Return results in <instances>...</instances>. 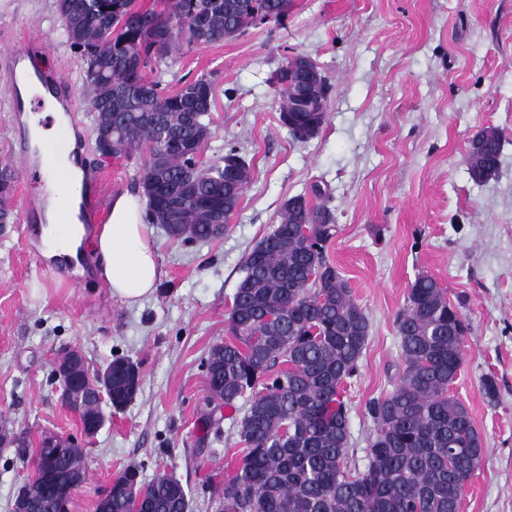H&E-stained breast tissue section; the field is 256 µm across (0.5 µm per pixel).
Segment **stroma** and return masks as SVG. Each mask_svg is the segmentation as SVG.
Segmentation results:
<instances>
[{
	"label": "stroma",
	"instance_id": "35a3bbf8",
	"mask_svg": "<svg viewBox=\"0 0 512 512\" xmlns=\"http://www.w3.org/2000/svg\"><path fill=\"white\" fill-rule=\"evenodd\" d=\"M60 28L56 0H0V53L27 47L46 81L66 79L83 159L104 173V202L140 192L139 155L103 159L95 151L83 61ZM295 55L315 60L330 85L328 118L306 142L281 125L271 83ZM200 77L214 87L204 155L237 148L251 179L221 238L182 242L149 225L160 269L153 296L134 307L112 298L85 245L82 264L36 262L43 243L25 240L21 212L0 229V432L27 440L21 448L0 444V512H11L49 434L84 451L88 478L70 512H96L113 475L130 464L145 482L172 473L189 493V512H216L213 486L235 466L243 412L224 410L219 430L205 428V362L228 337L224 313L246 255L278 223L283 202L314 183L328 189L336 210L328 255L371 323L359 372L343 387L351 473L368 465L373 424L365 407L397 380L395 319L424 273L469 325L450 392L467 407L486 453L461 512H512V0H292L282 22L183 46L162 79L173 91ZM12 97L0 67V163L16 169V192L37 193L42 174L18 170ZM485 128L503 133L501 163L478 183L467 156ZM45 266L58 276L42 274ZM66 349L78 350L93 372L116 358L140 371L135 397L116 412L102 404L106 421L91 437L61 403L54 364ZM487 375L497 384L493 399L481 388Z\"/></svg>",
	"mask_w": 512,
	"mask_h": 512
}]
</instances>
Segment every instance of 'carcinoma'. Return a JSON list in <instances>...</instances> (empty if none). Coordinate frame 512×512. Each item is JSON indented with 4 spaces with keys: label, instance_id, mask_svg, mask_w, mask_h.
<instances>
[{
    "label": "carcinoma",
    "instance_id": "1",
    "mask_svg": "<svg viewBox=\"0 0 512 512\" xmlns=\"http://www.w3.org/2000/svg\"><path fill=\"white\" fill-rule=\"evenodd\" d=\"M289 6L290 0H164L163 9L143 11L135 0H57L62 36L82 55L94 127L112 130L113 154H142L145 221L169 237H220L250 167L235 148L226 152L239 159L235 174L221 166L226 155L201 160L212 83L201 77L169 91L161 66L183 39L199 45L233 38L258 15L280 21ZM309 61L286 58L275 71L283 107L300 95ZM313 94L321 111L296 113L290 132L298 141L315 137L328 117L322 87ZM501 151L499 130L477 132L468 150L471 178L491 179ZM13 191L14 174L4 165L0 222L10 216ZM311 195L286 199L279 223L247 254L227 310L232 340L213 346L206 360L208 404L234 408L250 399L238 429L242 457L213 491L218 512H460L485 455L468 410L448 394L464 362L466 319L434 277L421 274L411 283L396 318L403 369L391 392L366 404L373 423L368 466L351 475L343 384L358 373L370 324L327 255L337 232L329 194L314 184ZM64 366L79 383L89 376L81 359ZM108 366L112 390L87 388L72 406L86 424L101 418L100 396L118 408L139 389L127 361ZM139 475L129 465L113 478L97 512H189L188 492L172 475L163 471L148 482ZM85 480L83 451L68 438L51 470L34 457V475L22 489L31 512H58V492Z\"/></svg>",
    "mask_w": 512,
    "mask_h": 512
}]
</instances>
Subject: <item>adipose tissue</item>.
<instances>
[{"mask_svg": "<svg viewBox=\"0 0 512 512\" xmlns=\"http://www.w3.org/2000/svg\"><path fill=\"white\" fill-rule=\"evenodd\" d=\"M44 177V188L49 195H56L62 183L72 194L71 206L66 212H59L54 207L48 210L49 225L44 231L49 240L46 256L66 259L75 256L79 246L89 245L97 258L99 274L113 297L130 306L150 297L156 290L160 270L155 251L148 241L140 197L129 192L116 196L108 222L89 239L76 217L80 203L79 167L63 154L56 167L46 168Z\"/></svg>", "mask_w": 512, "mask_h": 512, "instance_id": "obj_1", "label": "adipose tissue"}]
</instances>
